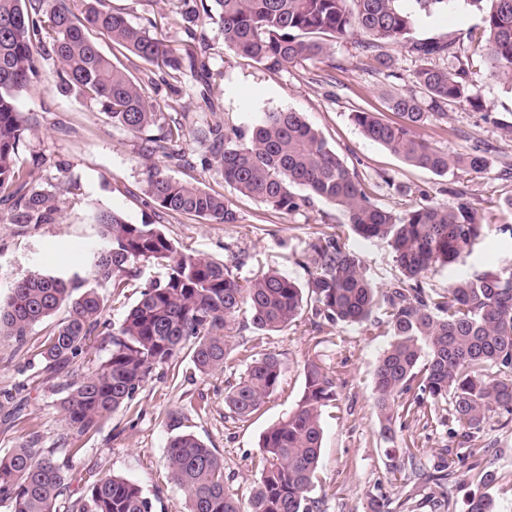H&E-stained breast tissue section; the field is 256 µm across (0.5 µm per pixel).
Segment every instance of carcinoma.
<instances>
[{"instance_id": "1", "label": "carcinoma", "mask_w": 512, "mask_h": 512, "mask_svg": "<svg viewBox=\"0 0 512 512\" xmlns=\"http://www.w3.org/2000/svg\"><path fill=\"white\" fill-rule=\"evenodd\" d=\"M0 0V204L9 223L26 232L55 224L60 216L56 196L30 187L28 172L18 165L29 128L18 112L15 93L37 76V58L56 57L58 86L97 100L112 125L132 134L158 127L143 139V154H159L178 167L193 162L180 141L182 123L157 126L156 105L148 89L155 78L139 81L129 67L139 64L163 71L161 82L188 75L204 84L205 58L188 47L181 56L166 48L149 27H137L103 0H82L83 12L70 0ZM199 0L182 13L183 27L195 39V27L206 20L219 24L224 43L234 52L276 70L289 63L318 60L329 42L352 39L354 47L389 68L384 45L400 43L422 65L410 76V89L388 98L402 122H388L364 110L351 118L362 133L406 164L443 176L455 168L481 173L486 156L476 151L450 156L412 132L430 115H448V104L481 106L474 93L469 58L476 55L490 75L512 68V0H465L483 13L482 35L467 48L456 41H421L413 37L417 18L446 9L455 0ZM112 43L130 65L113 61L95 37ZM452 58L439 68L433 61ZM189 136L206 149L201 165L216 169L243 196L275 212L292 213L315 200L339 210L345 223L362 238L381 239L393 249L402 278L383 293L367 277L356 253L340 234L317 239L311 246L313 271L305 285L276 270L240 280L233 264L177 253L158 224H132L116 211L101 210L102 244L89 264V278L34 272L17 278L0 296V336L21 347L33 329L66 309L54 324L41 355L42 373L51 378L80 358L97 336L108 355L96 369L62 384L61 406L78 437L98 433L120 409L130 406L154 370L191 346L201 373L226 366L239 313L249 314L258 332H277L302 316L304 295L316 303V315L331 324H357L370 335L383 327L392 341L373 372V399L385 439L395 443L396 409L409 413L448 405V421L461 430L467 453L439 454L426 470L418 448L401 449L406 465L419 480L448 483L456 464L487 455L494 443L483 439L486 424L512 416V265L499 273L461 275L440 290L421 284L436 265L465 261L468 248L484 225L463 194L456 202L425 199L405 212L375 203L358 176L327 145L321 133L298 112L264 110L250 133L201 119ZM302 193H296V190ZM145 193L154 208L216 224H235L238 216L224 196L189 182L177 181L152 167ZM166 269L161 280L137 284L140 269ZM138 287L136 302L118 323L103 317L107 302L100 289L121 295ZM282 364L271 353L251 357L238 380L224 390V404L247 421L278 388ZM336 400L332 380L315 362L305 368L297 407L260 438V477L242 501L224 478V461L195 434L183 431L166 449L170 480L183 495L180 512H317L310 493L321 457L323 408ZM38 438L0 454V507L8 512H154V504L136 482L110 475L89 486L87 494L60 501L66 492L67 465ZM467 512H496L486 493L468 501Z\"/></svg>"}]
</instances>
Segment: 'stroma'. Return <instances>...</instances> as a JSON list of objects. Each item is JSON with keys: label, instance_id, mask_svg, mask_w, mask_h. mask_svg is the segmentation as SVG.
I'll return each instance as SVG.
<instances>
[{"label": "stroma", "instance_id": "1", "mask_svg": "<svg viewBox=\"0 0 512 512\" xmlns=\"http://www.w3.org/2000/svg\"><path fill=\"white\" fill-rule=\"evenodd\" d=\"M103 3L123 12L135 26L155 20L159 33L176 51H183L189 40L181 20L184 0ZM482 29L481 14L458 0L448 13L420 16L414 35L463 42L468 33ZM195 38L206 47L208 83L203 86L188 77L181 83L159 85L152 99L163 123L177 120L191 128L206 99L214 103L218 118L243 129L251 127L265 109L301 113L357 172L379 205L405 211L426 195L449 204L456 190L473 203L484 226L481 239L463 264L430 269L422 280L424 288L447 287L450 278L466 271L495 272L512 265V234L503 230L512 224V214L498 206L502 197L512 195V135L504 129L512 123V70L490 77L483 60L474 58L473 78L484 110L452 104L447 117L434 115L417 127V135L437 150L454 155L478 148L488 159L484 172L458 169L439 177L405 164L367 139L351 119L352 112L366 110L395 120L387 99L409 89V77L420 64L405 48L390 47L393 64L384 71L375 70L348 39L330 42L322 59L269 70L226 47L218 25L198 27ZM57 68L55 58L41 59L38 81L16 94L19 112L37 120L18 162L30 171L36 189L57 192L67 185L71 191L60 194L58 223L24 233L16 232L6 210L0 208V295L8 292L16 277L32 271L57 269L86 277L88 256L98 241L90 215L97 210L120 212L134 224L163 225L178 250L187 255L227 263L234 255H242L244 264L237 274L243 278L274 268L296 282H306L312 268V242L335 233L356 253L377 287L387 288L400 278L391 247L345 228L342 214L334 207L317 202L291 214L277 213L236 192L214 169L182 168L158 155L142 156L141 138L114 127L99 103L56 88ZM151 167L223 194L238 215L237 223H208L154 209L144 193L146 171ZM313 312V305H305L297 324L265 335L243 326L234 338L232 361L208 374L195 369L190 350H182L153 372L130 407L113 414L99 433L77 439L68 438L69 426L60 408L64 375L48 379L40 374L49 323L36 326L20 348L0 339V404L8 400L24 407L21 423L0 419V453L34 434L39 447L52 449L57 459L70 460L72 497L84 494L94 480L114 474L141 485L157 512H177L180 493L167 479L166 446L183 429L223 458L230 491L245 500L259 477L260 437L296 408L304 389V367L313 360L333 379L337 394L335 406L322 414L321 466L312 492L321 512H370L371 498L396 503L410 490L421 503L417 512H434L425 498L435 492V485L396 480L385 454L387 443L374 408L372 375L390 336L380 330L368 336L357 326L332 325ZM256 353L278 355L283 366L281 383L248 421L241 422L225 407L224 390ZM176 416L181 419L177 427L172 424ZM396 429L399 441L415 444L429 464L441 451L453 455L466 450L461 436L427 413L399 415ZM485 437L495 443L490 459L467 457L448 480L455 512H466L471 494L481 488L480 471L488 464L497 473L490 492L498 512H512V423L491 421Z\"/></svg>", "mask_w": 512, "mask_h": 512}]
</instances>
